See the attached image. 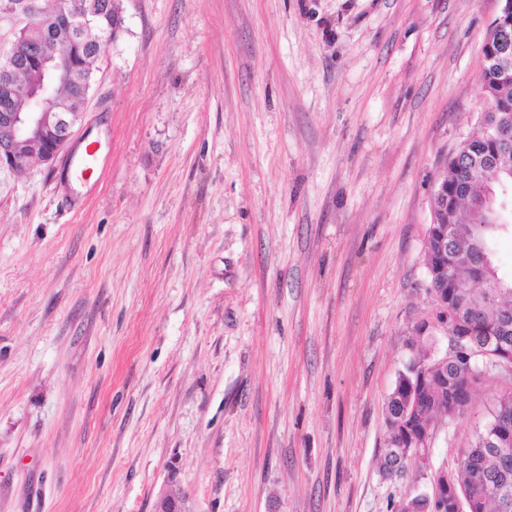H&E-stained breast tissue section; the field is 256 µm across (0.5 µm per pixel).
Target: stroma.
Masks as SVG:
<instances>
[{"label": "stroma", "mask_w": 512, "mask_h": 512, "mask_svg": "<svg viewBox=\"0 0 512 512\" xmlns=\"http://www.w3.org/2000/svg\"><path fill=\"white\" fill-rule=\"evenodd\" d=\"M69 154L0 171V512H392L384 401L501 0H121ZM512 379L435 421L433 469ZM153 512H195L190 505V499L186 494L174 495L169 491L158 495Z\"/></svg>", "instance_id": "obj_1"}]
</instances>
